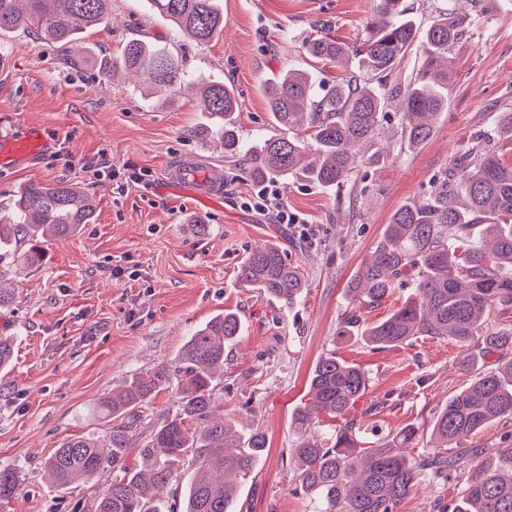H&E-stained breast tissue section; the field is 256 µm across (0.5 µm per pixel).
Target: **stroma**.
I'll list each match as a JSON object with an SVG mask.
<instances>
[{"label":"stroma","mask_w":512,"mask_h":512,"mask_svg":"<svg viewBox=\"0 0 512 512\" xmlns=\"http://www.w3.org/2000/svg\"><path fill=\"white\" fill-rule=\"evenodd\" d=\"M375 7L376 0H224L223 35L199 44L156 16L149 0H112L109 23L85 30L77 55L23 30L0 36V140L15 136L23 121L53 140L49 154L0 172V216L12 215V201L31 182L76 183L96 205L76 235L45 238L40 266L13 267L0 283L11 294L0 308V336L14 341L13 369L0 379V468L12 470L19 487L0 512H91L104 482L57 487L45 460L65 441L109 431L99 400L138 373L174 363L187 336L227 310L239 314L244 330L225 358L217 395L240 435L259 430L267 438L236 512H318L289 450L297 443L293 414L308 402L314 365L329 352L369 375L356 405L364 436L413 424L422 434L418 453L430 452L433 417L469 378L461 348L419 336L399 348L372 349L360 332L341 330L346 285L394 210L427 196L451 157L489 132L493 112L512 110V0H477L471 8L453 51L448 109L426 144L398 145L395 158L341 187L277 179L283 201L310 224L306 236L243 206L253 182L225 165L194 89L211 80L232 86L245 143L279 136L265 87L290 68L335 85L341 69L315 63L310 41L323 27L359 42ZM133 39L178 57L191 89L162 105L137 79L103 74L104 62ZM184 157L208 160L223 175V200L205 206L167 186ZM97 162L149 175L120 189L92 175ZM197 218L206 235H197ZM260 243L278 245L299 267L307 289L296 303L240 286L239 263ZM117 265L138 270V278L113 275ZM177 410L171 387L135 410L130 469L142 467V448ZM462 487L459 470L425 480L400 512H441Z\"/></svg>","instance_id":"1"}]
</instances>
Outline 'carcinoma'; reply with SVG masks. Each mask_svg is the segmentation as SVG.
I'll use <instances>...</instances> for the list:
<instances>
[{
	"label": "carcinoma",
	"instance_id": "cac0c4a2",
	"mask_svg": "<svg viewBox=\"0 0 512 512\" xmlns=\"http://www.w3.org/2000/svg\"><path fill=\"white\" fill-rule=\"evenodd\" d=\"M110 0H0V32L26 29L37 39L68 45L78 31L109 19ZM161 18L174 22L189 38L209 42L224 32L221 0H151ZM469 16L433 21L418 33L406 17L402 0H377L367 23L368 38L348 45L324 34L308 46L322 67H337L349 56L358 59L350 71L325 89L295 69L265 88L269 111L285 134L262 140L259 150L243 143L232 115L237 107L232 86H204L205 112L215 123L211 135L224 146V162L251 179L270 175L301 176L322 187H336L362 167L393 153L391 140L372 156L378 144L388 102L400 139L417 147L434 134L437 115L448 109V86L454 72L448 60ZM421 48L423 66L414 82L401 87L389 78L413 45ZM140 80L176 95L184 86L181 61L140 40L124 44L112 59ZM499 139L493 147L477 140L451 159V179L437 181L428 196L400 205L382 239L347 283L342 327L360 325L357 312L378 306L392 295L394 283L411 279L415 297L397 305L383 320L362 329L368 346L385 350L416 336L448 337L465 350L504 359L512 353V328L489 323V315L512 314V112L493 117ZM15 221L0 224V279L20 248L27 260H41L40 237L73 235L91 223L94 207L73 183L27 185L15 203ZM245 288L288 305L306 291L298 269L275 244L249 252L238 266ZM237 314L218 315L184 343L178 360L131 377L100 401V412L114 421L103 441L75 438L62 443L46 467L60 488L79 479L104 480L94 512H152L148 504L174 477L184 455L193 452L198 476L192 481L184 512H235L236 480L255 471L266 448L261 431L237 443L228 441V424L215 413L224 376V349L241 335ZM174 385L179 411L151 435L143 456L147 470L125 463L132 447L130 426L123 419L148 403L153 393ZM368 387L359 366L335 353L322 356L310 378L311 401L295 417L298 444L290 449L302 487L318 498L319 512H400L399 506L426 477H440L458 467L448 454L466 437L501 419H512V360L479 370L448 400L431 425L432 458L412 455L419 428L407 425L374 441L362 440L351 415ZM121 475L110 477L114 472ZM14 472L0 469V500L16 495ZM446 512H512V448H502L493 462L471 466L460 495Z\"/></svg>",
	"mask_w": 512,
	"mask_h": 512
}]
</instances>
